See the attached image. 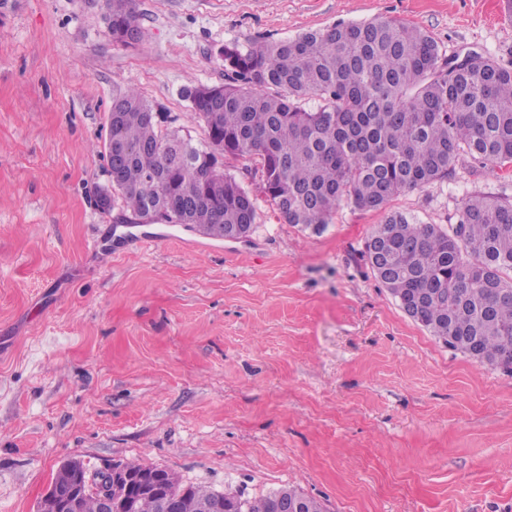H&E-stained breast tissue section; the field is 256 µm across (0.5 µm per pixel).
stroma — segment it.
<instances>
[{
    "instance_id": "1",
    "label": "stroma",
    "mask_w": 512,
    "mask_h": 512,
    "mask_svg": "<svg viewBox=\"0 0 512 512\" xmlns=\"http://www.w3.org/2000/svg\"><path fill=\"white\" fill-rule=\"evenodd\" d=\"M145 37L113 41L104 0H0V512H37L67 462L137 461L260 496L295 488L326 512H512V373L404 314L363 252L379 214L285 223L257 158L240 241L133 226L104 145L112 96L136 86L166 126L206 143L184 88L226 81L219 49L388 17L443 55L512 68L507 0H135ZM512 172L457 167L391 210L441 227Z\"/></svg>"
}]
</instances>
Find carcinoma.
Here are the masks:
<instances>
[{"label": "carcinoma", "instance_id": "1", "mask_svg": "<svg viewBox=\"0 0 512 512\" xmlns=\"http://www.w3.org/2000/svg\"><path fill=\"white\" fill-rule=\"evenodd\" d=\"M112 40L143 39L134 0H105ZM230 82L187 91L207 145L163 130L134 86L112 97V152L118 174L112 202L133 216L162 208L171 224H195L221 239L252 228L253 198L223 171L224 156H256L262 192L288 224L320 231L343 204L383 213L365 243L374 276L399 305L429 295L414 321L448 347L512 373V201L474 193L462 200L458 226L436 224L389 209L391 200L448 177L459 163L512 170V69L490 57L456 66L421 28L387 19L337 23L275 42L254 40L219 49ZM309 99L319 104L305 107ZM152 472L175 512H200L217 498L224 512H280L299 497L306 512H323L314 498L282 488L253 497L184 484ZM162 497L133 494L134 512H161Z\"/></svg>", "mask_w": 512, "mask_h": 512}]
</instances>
